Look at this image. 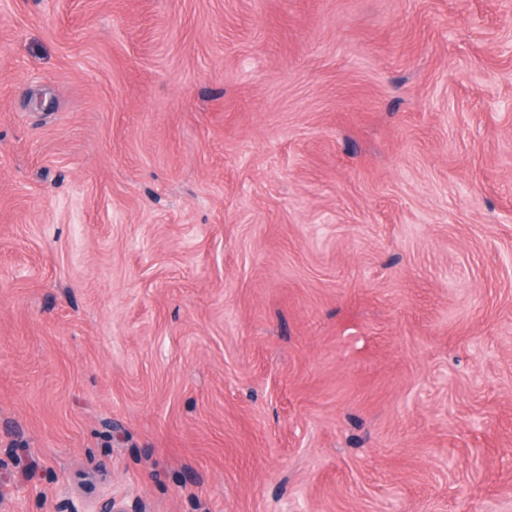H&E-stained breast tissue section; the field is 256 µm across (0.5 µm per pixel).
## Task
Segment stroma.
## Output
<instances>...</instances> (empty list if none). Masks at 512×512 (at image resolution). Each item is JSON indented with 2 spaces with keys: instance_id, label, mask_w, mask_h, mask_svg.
<instances>
[{
  "instance_id": "stroma-1",
  "label": "stroma",
  "mask_w": 512,
  "mask_h": 512,
  "mask_svg": "<svg viewBox=\"0 0 512 512\" xmlns=\"http://www.w3.org/2000/svg\"><path fill=\"white\" fill-rule=\"evenodd\" d=\"M512 512V0H0V512Z\"/></svg>"
}]
</instances>
